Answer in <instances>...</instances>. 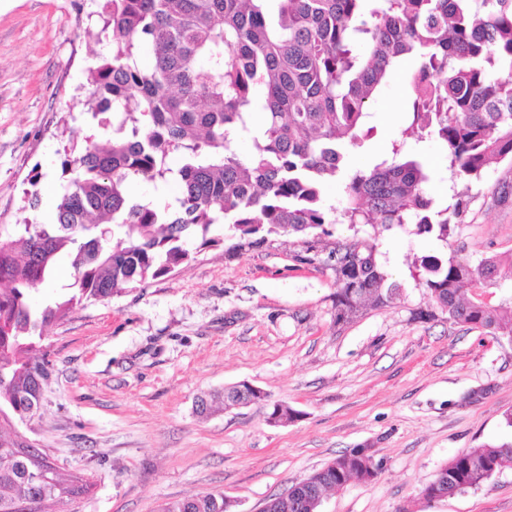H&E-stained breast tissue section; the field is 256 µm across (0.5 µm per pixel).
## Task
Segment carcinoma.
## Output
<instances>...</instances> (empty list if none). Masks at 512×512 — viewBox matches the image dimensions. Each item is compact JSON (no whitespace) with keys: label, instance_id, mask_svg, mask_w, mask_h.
<instances>
[{"label":"carcinoma","instance_id":"obj_1","mask_svg":"<svg viewBox=\"0 0 512 512\" xmlns=\"http://www.w3.org/2000/svg\"><path fill=\"white\" fill-rule=\"evenodd\" d=\"M99 16L112 53L89 70L87 105L104 135L89 137L63 163L71 174L53 224L0 230V423L32 419L50 376L45 329L84 302L100 301L189 262L188 240L217 246L224 219L241 238L281 233L332 236L335 224L415 225L446 243L462 223L468 191L444 207L428 191L431 174L407 149L429 137L448 151L466 182L512 158V0H105ZM150 64H142L143 56ZM413 63L411 104L392 155L365 168L347 166L351 147L368 138L369 105L392 69ZM250 141L243 156L238 142ZM171 153L182 164L168 163ZM346 180L341 207L324 187ZM179 192L158 205L137 202L129 185ZM336 322L401 291L389 281L373 239H338ZM67 259L74 281L50 302L29 290ZM411 277L448 319L512 337V318L483 294L512 282V254L473 265L456 254L414 258ZM240 383L224 405L261 401ZM297 412L273 405L268 421ZM512 461V443L458 453L424 487L476 489ZM376 476L371 456L354 449L308 478L299 494L275 496L272 512H318L321 494ZM72 489L52 472L27 470L15 443L0 434V512H35ZM219 492L164 505L162 512H232Z\"/></svg>","mask_w":512,"mask_h":512}]
</instances>
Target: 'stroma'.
<instances>
[{"mask_svg":"<svg viewBox=\"0 0 512 512\" xmlns=\"http://www.w3.org/2000/svg\"><path fill=\"white\" fill-rule=\"evenodd\" d=\"M101 0H0V227L54 222L74 158L96 120L80 102L88 70L109 50ZM390 75L370 105L373 131L353 151L375 163L401 139L411 88ZM435 173L437 202L461 185L441 143L419 145ZM512 160L471 185L462 224L448 242L396 226L376 235L393 303L337 322L336 272L328 258L337 225L315 263L300 262L294 235L251 244L191 239L193 259L122 295L76 306L46 330L51 363L41 408L16 440L45 449L58 475L86 484L56 512H160L164 503L218 491L235 512H261L272 496L339 454L367 449L377 471L325 494L320 512H512V466L481 487L428 501L422 488L459 452L512 440V342L436 314L410 276L413 256L450 248L470 263L512 253ZM38 192L30 210L27 195ZM248 382L261 402L195 413L204 394ZM285 403L297 418L267 420Z\"/></svg>","mask_w":512,"mask_h":512,"instance_id":"obj_1","label":"stroma"}]
</instances>
